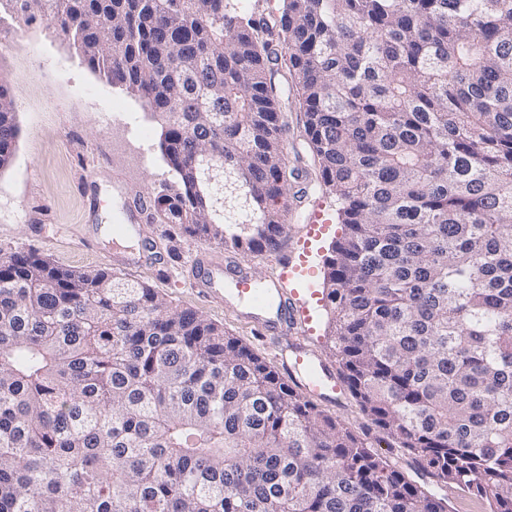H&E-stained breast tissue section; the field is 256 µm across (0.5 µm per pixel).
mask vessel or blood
I'll list each match as a JSON object with an SVG mask.
<instances>
[{
    "label": "vessel or blood",
    "instance_id": "vessel-or-blood-1",
    "mask_svg": "<svg viewBox=\"0 0 512 512\" xmlns=\"http://www.w3.org/2000/svg\"><path fill=\"white\" fill-rule=\"evenodd\" d=\"M154 250L151 242H143L140 249L114 248L112 266L116 269L134 268L141 265ZM197 273L191 281L193 288L219 303L238 304L241 314L249 324L266 336L277 337L285 330L303 335L309 331L311 321L307 305L292 295H284L272 284L257 286L253 278L242 268L227 267L210 258H197ZM281 361L310 395L332 398L342 395L343 389L326 363L301 348H291L282 355Z\"/></svg>",
    "mask_w": 512,
    "mask_h": 512
}]
</instances>
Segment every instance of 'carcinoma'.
<instances>
[{"mask_svg": "<svg viewBox=\"0 0 512 512\" xmlns=\"http://www.w3.org/2000/svg\"><path fill=\"white\" fill-rule=\"evenodd\" d=\"M161 123L160 224L273 250L299 179L351 395L512 512V0H24ZM299 87L303 150L288 160ZM19 128L0 76V170ZM0 512H448L241 340L145 282L0 256ZM281 3V0H224L229 10L246 18H257L261 13L277 16Z\"/></svg>", "mask_w": 512, "mask_h": 512, "instance_id": "carcinoma-1", "label": "carcinoma"}]
</instances>
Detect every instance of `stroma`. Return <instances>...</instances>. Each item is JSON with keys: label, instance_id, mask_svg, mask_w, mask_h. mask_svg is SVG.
<instances>
[{"label": "stroma", "instance_id": "1", "mask_svg": "<svg viewBox=\"0 0 512 512\" xmlns=\"http://www.w3.org/2000/svg\"><path fill=\"white\" fill-rule=\"evenodd\" d=\"M1 73L10 81L19 136L11 165L0 171V254L33 251L64 268L111 269L107 226L129 222L134 207L152 203L173 179L159 148L158 122L137 98L92 70L56 25L19 7L0 14ZM288 223L276 249L245 257L147 216L143 232L155 241L159 255L126 276L149 284L174 306L202 312L274 367L288 336L269 344L235 307L191 288L188 268L197 256L213 255L244 267L254 278L278 280L284 291H300L311 310L304 348L328 360V318L314 294L322 289L330 247L343 233L333 195L311 191L301 206L289 207ZM314 224L319 232H311ZM320 407L375 451L397 459L409 481L446 497L449 512H484L481 502L452 487H437L373 425L352 395Z\"/></svg>", "mask_w": 512, "mask_h": 512}]
</instances>
